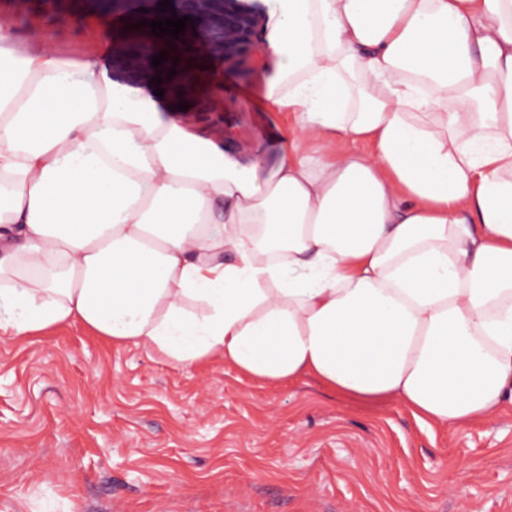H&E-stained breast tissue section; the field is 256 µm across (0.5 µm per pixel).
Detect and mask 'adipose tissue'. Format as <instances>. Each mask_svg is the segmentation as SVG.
Segmentation results:
<instances>
[{
	"label": "adipose tissue",
	"mask_w": 512,
	"mask_h": 512,
	"mask_svg": "<svg viewBox=\"0 0 512 512\" xmlns=\"http://www.w3.org/2000/svg\"><path fill=\"white\" fill-rule=\"evenodd\" d=\"M271 161L0 25V334L79 321L460 426L512 407V0H272Z\"/></svg>",
	"instance_id": "adipose-tissue-1"
}]
</instances>
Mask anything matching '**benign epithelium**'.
<instances>
[{
  "mask_svg": "<svg viewBox=\"0 0 512 512\" xmlns=\"http://www.w3.org/2000/svg\"><path fill=\"white\" fill-rule=\"evenodd\" d=\"M172 5L178 17L194 20V25H186L185 31L197 32L195 41L207 45L240 71L248 70L263 57V17L244 0H172ZM163 51H171L169 43L140 47L135 58L137 68L143 73L156 71L152 57Z\"/></svg>",
  "mask_w": 512,
  "mask_h": 512,
  "instance_id": "7a95c632",
  "label": "benign epithelium"
}]
</instances>
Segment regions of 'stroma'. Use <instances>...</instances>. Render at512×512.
<instances>
[{
	"label": "stroma",
	"mask_w": 512,
	"mask_h": 512,
	"mask_svg": "<svg viewBox=\"0 0 512 512\" xmlns=\"http://www.w3.org/2000/svg\"><path fill=\"white\" fill-rule=\"evenodd\" d=\"M111 2L0 0V23L68 60L110 35L113 79L154 90L131 67L141 16ZM185 61L223 76L243 160L264 152L289 121L266 108V61L243 74L199 42ZM0 512H512V408L429 426L394 398L180 366L79 323L0 337Z\"/></svg>",
	"instance_id": "35a3bbf8"
}]
</instances>
